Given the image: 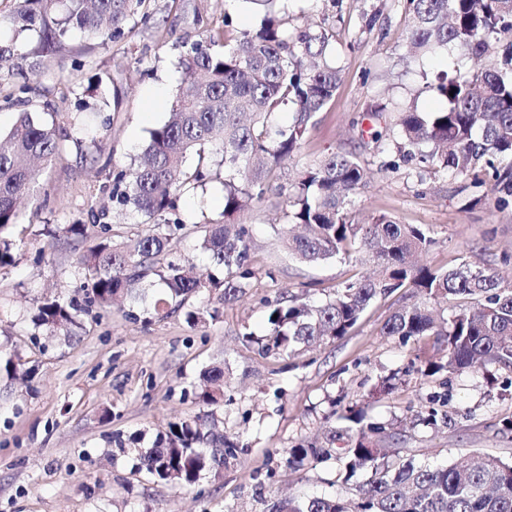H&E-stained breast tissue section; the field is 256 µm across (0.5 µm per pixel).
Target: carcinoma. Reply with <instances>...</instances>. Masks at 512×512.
Segmentation results:
<instances>
[{
    "mask_svg": "<svg viewBox=\"0 0 512 512\" xmlns=\"http://www.w3.org/2000/svg\"><path fill=\"white\" fill-rule=\"evenodd\" d=\"M144 0H15L14 20L38 34V50L27 53L14 41L0 42V79L13 75L15 62L30 60L31 70L79 30L114 40ZM264 16L253 30L231 38L201 39L179 57L182 79L168 119L150 131L139 160L113 177L124 187L120 202L154 220L148 232L133 241L110 238L90 247L77 262L86 302L107 311L114 299L130 296L149 277L164 293L154 302L162 318L202 288L223 289L226 302L245 293L252 278L248 230L236 217L275 189L284 197V216L306 229L303 235L282 232L288 252L307 263L368 253L379 277L350 282L318 305L284 297L265 300L266 332L255 338L265 354L288 356L299 347H313L348 335L379 296L401 289L446 300L455 312L447 326L436 324L432 312L417 305L395 312L386 334L403 341L434 337L437 358L423 374L453 373L486 363L512 366V289L497 274L467 264L431 270L413 258L435 245L430 230L399 224L385 214L368 224L354 221L357 195L371 172L357 158L343 153L323 157L305 168L288 187L276 184L281 169L292 162L315 124L316 115L332 105L341 69L331 61L332 34L291 25L292 0H249ZM409 25L406 43L414 53L453 48L482 58L490 39L512 32V0H406ZM430 90L445 101L437 112L410 106L399 113L395 159L386 168L415 162L456 177L492 172L498 205L512 204V57L472 74H441ZM293 108L286 126L271 122L281 107ZM62 131L26 109L11 129L0 134V266L14 262L19 247L18 201L40 188L42 172L58 148ZM222 153L224 223L205 227L200 247L213 267L201 279L187 260L166 259L170 241L184 229L176 210L179 194L208 177L207 154ZM194 167L186 166L189 155ZM83 308L58 296L46 299L31 316L33 328L48 340L71 344L84 330ZM0 365L14 377L24 363L0 350ZM195 416L171 422L152 447L138 453V468L159 481L195 485L201 476L236 457L239 445L215 427L224 404V364L215 363L200 375ZM371 438L341 448H316L303 443L288 449V465L335 459L342 482L358 473L368 478L357 486L356 498L312 496L271 507V512H512V464L485 455L475 463L433 466L400 458L401 449L387 448L393 437L379 424L367 425Z\"/></svg>",
    "mask_w": 512,
    "mask_h": 512,
    "instance_id": "1",
    "label": "carcinoma"
}]
</instances>
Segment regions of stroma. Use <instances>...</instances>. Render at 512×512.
<instances>
[{
    "mask_svg": "<svg viewBox=\"0 0 512 512\" xmlns=\"http://www.w3.org/2000/svg\"><path fill=\"white\" fill-rule=\"evenodd\" d=\"M404 0H305L293 24L334 36L344 78L333 104L317 115L295 161L280 181L294 182L304 167L332 152L350 153L373 172L355 217L369 223L380 212L402 224L430 229L435 245L418 258L430 268L461 263L490 269L512 287V206L501 209L492 182L420 171L403 164L383 169L393 153L400 108L441 107L429 88L437 75L474 72L496 61L512 34L492 39L484 60L443 51L413 58L405 38ZM259 25L251 0H145L123 37L101 41L72 32L65 47L29 75L30 111L51 113L65 139L43 176L44 194L22 207L24 244L14 264L0 267V350L17 353L32 377L0 374V512H268L275 501L341 490L335 462L289 467L288 448L328 443L332 434L358 435L345 415L357 405L367 421L390 428L401 448L446 464L490 454L512 462V368L489 364L454 374L423 376L430 345L387 336L383 328L401 307L425 303L396 292L377 298L349 335L291 356L261 353L247 332L266 328L264 300L288 294L320 302L336 288L372 274L357 260L308 265L282 250L277 231L282 205L270 194L241 214L249 230L254 272L237 300L220 292L191 296L166 318L154 316L158 282L144 295L101 314L83 315L80 341L41 346L32 338L33 311L45 298L79 294L76 260L99 241L102 225L117 240L148 230L146 217L112 199L114 171L129 167L152 129L168 118L181 74L184 45L220 31ZM202 186L184 192L176 214L185 227L173 251L200 271L211 267L198 249L200 227L224 220V167L209 160ZM82 224L87 239L44 236V227ZM218 316L192 325L193 308ZM224 365L226 401L218 410L225 434L237 441L234 460L191 488L156 480L133 456L116 453L117 441L154 442L169 422L198 410L203 369ZM394 377L389 392L384 378ZM448 421L419 424L432 403Z\"/></svg>",
    "mask_w": 512,
    "mask_h": 512,
    "instance_id": "35a3bbf8",
    "label": "stroma"
}]
</instances>
